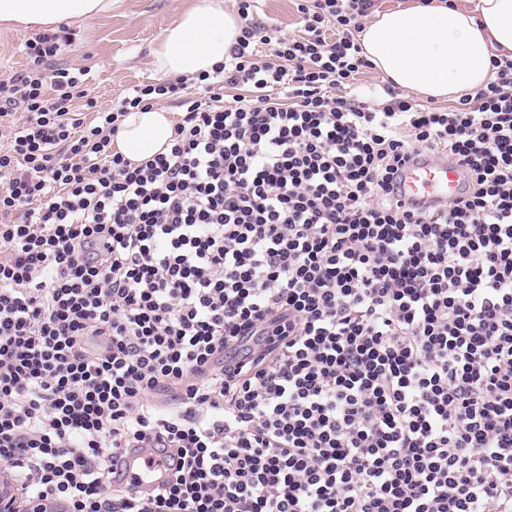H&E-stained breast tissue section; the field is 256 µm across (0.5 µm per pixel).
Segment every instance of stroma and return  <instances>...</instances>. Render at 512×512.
I'll return each instance as SVG.
<instances>
[{
  "label": "stroma",
  "instance_id": "obj_1",
  "mask_svg": "<svg viewBox=\"0 0 512 512\" xmlns=\"http://www.w3.org/2000/svg\"><path fill=\"white\" fill-rule=\"evenodd\" d=\"M198 0H113L112 13L81 27L69 26V41L57 66L88 70L87 95L98 110L110 109L130 88L164 81L152 51L165 28ZM34 28L0 26V79L21 73L29 59L25 43Z\"/></svg>",
  "mask_w": 512,
  "mask_h": 512
}]
</instances>
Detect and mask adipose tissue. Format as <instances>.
Segmentation results:
<instances>
[{
	"label": "adipose tissue",
	"mask_w": 512,
	"mask_h": 512,
	"mask_svg": "<svg viewBox=\"0 0 512 512\" xmlns=\"http://www.w3.org/2000/svg\"><path fill=\"white\" fill-rule=\"evenodd\" d=\"M112 12V0H0V23L47 27L82 24ZM241 31L224 0H200L164 30L154 50L162 73L192 79L212 72ZM365 57L397 86L423 98L460 99L492 76L491 60L512 56V0H477L475 9L448 0L376 11L358 35ZM174 115L155 106L128 112L112 149L132 164L168 148Z\"/></svg>",
	"instance_id": "1"
}]
</instances>
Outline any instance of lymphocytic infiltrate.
Returning <instances> with one entry per match:
<instances>
[{"mask_svg": "<svg viewBox=\"0 0 512 512\" xmlns=\"http://www.w3.org/2000/svg\"><path fill=\"white\" fill-rule=\"evenodd\" d=\"M371 0L251 19L211 74L77 111L36 35L0 80V465L66 512H512V57L449 109L354 90ZM176 100L140 166L111 137ZM21 122H14L16 108ZM447 154L451 202L406 159ZM132 448L170 475L108 491ZM259 21L277 25L282 36L294 37L300 34L301 24L295 0H257ZM465 173L448 161H432L417 156L408 164L402 177L403 192L414 202L431 199L451 202L460 193Z\"/></svg>", "mask_w": 512, "mask_h": 512, "instance_id": "obj_1", "label": "lymphocytic infiltrate"}]
</instances>
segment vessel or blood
Instances as JSON below:
<instances>
[{
    "mask_svg": "<svg viewBox=\"0 0 512 512\" xmlns=\"http://www.w3.org/2000/svg\"><path fill=\"white\" fill-rule=\"evenodd\" d=\"M465 173L462 168L447 161H432L429 157H415L408 164L402 177L403 192L410 200L424 202L431 199L452 201L460 193ZM166 462L155 457L146 469L134 468L132 460L119 462L115 467V477L122 483H139L151 488L165 474Z\"/></svg>",
    "mask_w": 512,
    "mask_h": 512,
    "instance_id": "obj_1",
    "label": "vessel or blood"
}]
</instances>
